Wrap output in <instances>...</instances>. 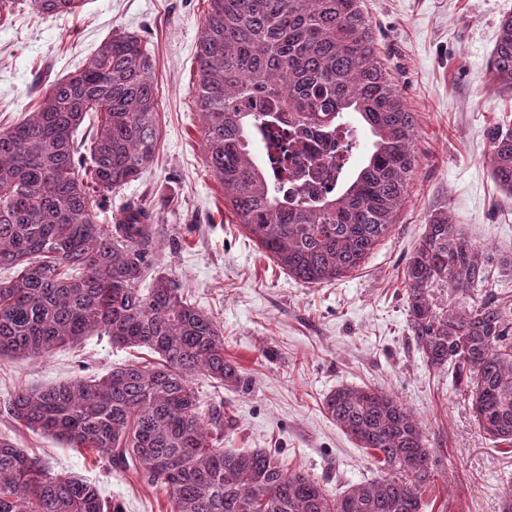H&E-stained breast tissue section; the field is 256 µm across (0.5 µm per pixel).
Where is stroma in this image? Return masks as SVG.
I'll list each match as a JSON object with an SVG mask.
<instances>
[{"mask_svg": "<svg viewBox=\"0 0 512 512\" xmlns=\"http://www.w3.org/2000/svg\"><path fill=\"white\" fill-rule=\"evenodd\" d=\"M394 81L418 118L419 165L394 230L361 266L338 280L308 285L224 211L209 171L192 84L207 0H85L74 15L44 17L29 7L0 20V125L35 102L40 74L81 67L115 32L138 34L154 56L160 141L137 180L112 195L160 203L154 269L179 281L224 331V353L240 384L195 380L204 412L232 413L226 448H276L287 468H302L336 491L372 479L366 449L323 409L343 386L395 393L421 423L439 459L421 512H499L512 481V445L482 437L451 373L431 368L407 327L403 269L436 211L493 263L488 285L512 293V200L492 179L486 131L512 122V98L489 80L488 62L512 0H365ZM93 332L43 357L0 360V405L17 391L100 377L146 358ZM0 435L56 473L94 483L120 512H170L166 493L91 454L32 432L0 413Z\"/></svg>", "mask_w": 512, "mask_h": 512, "instance_id": "obj_1", "label": "stroma"}]
</instances>
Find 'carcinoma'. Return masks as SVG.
Masks as SVG:
<instances>
[{
  "mask_svg": "<svg viewBox=\"0 0 512 512\" xmlns=\"http://www.w3.org/2000/svg\"><path fill=\"white\" fill-rule=\"evenodd\" d=\"M83 0H29L43 16L73 15ZM193 87L206 164L224 208L288 275L307 284L361 266L394 230L417 166L418 121L395 84L363 0H208ZM491 83L512 97V14L500 21ZM375 136L356 173L338 166L340 190L285 196L270 178L284 140L312 128L353 127ZM89 143L76 138L88 115ZM262 161L252 132L278 130ZM158 101L147 43L132 33L104 41L78 70L36 90L31 112L0 127V357L44 356L91 332L146 349L100 378L16 392L4 410L33 432L108 455L113 468L165 490L170 512H420L436 479V456L396 396L338 388L324 409L370 451L378 475L335 494L268 448L224 449V424L200 408L195 378L241 382L224 356L220 325L152 274V206L132 202L100 220L112 192L156 154ZM493 179L512 198V127L486 132ZM481 249L448 213L428 218L406 261L407 324L427 363L452 367L479 432L512 442V297L467 303L491 279ZM151 278L150 287L140 284ZM0 512H119L96 485L54 474L0 437Z\"/></svg>",
  "mask_w": 512,
  "mask_h": 512,
  "instance_id": "carcinoma-1",
  "label": "carcinoma"
}]
</instances>
